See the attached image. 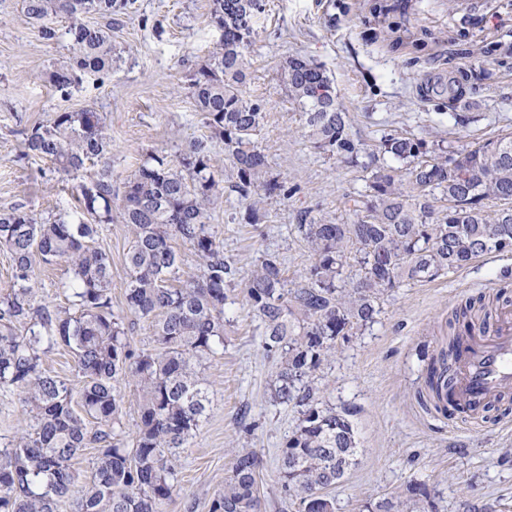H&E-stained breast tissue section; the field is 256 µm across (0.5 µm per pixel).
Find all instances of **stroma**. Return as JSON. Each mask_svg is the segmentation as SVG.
Returning <instances> with one entry per match:
<instances>
[{
  "label": "stroma",
  "instance_id": "obj_1",
  "mask_svg": "<svg viewBox=\"0 0 512 512\" xmlns=\"http://www.w3.org/2000/svg\"><path fill=\"white\" fill-rule=\"evenodd\" d=\"M21 6L22 0H0V209L47 220L74 205L79 177L27 153L33 127L55 112L91 109L105 119L112 151L100 164L111 169L117 188L149 156L176 157L203 137L214 164L225 166L224 145L210 137L190 87L221 40L209 0H137L134 14L115 21L86 15V24L111 26L120 61L110 77L83 75L65 94L50 75L67 61L68 42L41 40ZM491 42L498 49L489 54ZM296 54L326 70L354 138L367 147L387 135L461 147L512 132V0H265L253 19L244 97L264 107L258 144L269 178L287 191L267 197L260 224L252 225L243 219L246 202L234 177L224 179L211 220L236 269L227 288L224 352L202 363L207 414L181 457V482L162 512H208L244 449L263 458L266 512H296L281 491L278 453L298 413L267 399L273 364L243 288L268 252L279 253L289 282L300 281L312 263L296 231L300 213L351 223L344 196L364 190L370 176L304 137L300 111L279 79L280 64ZM452 76L463 81L453 105L441 90ZM131 240L130 226L116 218L100 226L95 245L112 261V310L122 317L130 345L150 349L149 323L125 306ZM71 278L66 264H38L36 301L71 312ZM471 297L492 310L512 301V253L485 255L385 294L375 323L342 343L319 370L329 404L354 409L359 440L356 465L330 492L336 512L408 499L415 485L430 493L436 512H512V393L477 425L427 413L417 399L422 371L447 347L448 322ZM32 424L17 395L0 390V448Z\"/></svg>",
  "mask_w": 512,
  "mask_h": 512
}]
</instances>
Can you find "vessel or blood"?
<instances>
[{"mask_svg": "<svg viewBox=\"0 0 512 512\" xmlns=\"http://www.w3.org/2000/svg\"><path fill=\"white\" fill-rule=\"evenodd\" d=\"M454 403L476 424L503 394L512 391V314L482 325L449 381Z\"/></svg>", "mask_w": 512, "mask_h": 512, "instance_id": "1", "label": "vessel or blood"}]
</instances>
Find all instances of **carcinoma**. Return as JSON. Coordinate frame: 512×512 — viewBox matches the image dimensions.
Listing matches in <instances>:
<instances>
[{"label": "carcinoma", "instance_id": "obj_1", "mask_svg": "<svg viewBox=\"0 0 512 512\" xmlns=\"http://www.w3.org/2000/svg\"><path fill=\"white\" fill-rule=\"evenodd\" d=\"M136 0H23L26 22L45 42L66 30L69 61L53 72L63 92L86 73L108 75L118 57L112 34L82 22L87 14L129 15ZM263 0H211L210 17L222 31L219 47L197 70L191 93L203 124L224 143L236 188L249 200L246 223H259L262 195L285 190L267 178L268 160L258 146L261 104L245 99L247 53L252 35L240 27ZM288 98L300 109L304 135L318 150L358 164L364 152L351 135L327 72L294 56L281 67ZM112 136L97 112H55L27 138L32 155L49 159L69 175L110 152ZM405 165V177L372 174L365 191L345 196L356 216L333 224L300 216L297 231L314 261L304 278L288 286L282 262L265 254L245 289L247 305L262 327V347L275 370L268 383L275 405H293L298 423L279 456L281 489L298 501V512H336L329 490L355 465L358 441L348 407L323 401L316 372L347 340L376 321L378 300L410 281L433 280L472 260L512 250V134L462 148L428 145L388 135L370 156ZM207 141L197 140L177 161L154 154L112 187V170L83 177L79 206L52 222L13 208L0 211V246L13 261L14 286L0 299V387L16 390L34 424L10 448H0V512H56L71 498L74 512H162L180 483L179 461L206 414L209 397L199 376L201 359L224 351L227 283L236 270L209 224L210 209L224 187ZM448 205L436 210L437 198ZM499 208L485 214L488 203ZM117 212L133 230L125 255L126 306L150 323L155 347L135 349L112 312L109 257L92 242L99 225ZM175 237L189 242L200 274L177 285L180 257ZM66 263L73 271L72 305L61 316L33 300L35 265ZM471 301L449 323L448 350L427 367V411L448 414L441 402L438 365L454 361L461 342L476 333ZM71 350L83 385L73 392L41 369L39 352ZM142 391L132 447L117 438L120 384ZM99 445L91 477L79 482L73 460ZM262 459L253 450L235 455L224 489L209 512H261L258 480Z\"/></svg>", "mask_w": 512, "mask_h": 512}]
</instances>
